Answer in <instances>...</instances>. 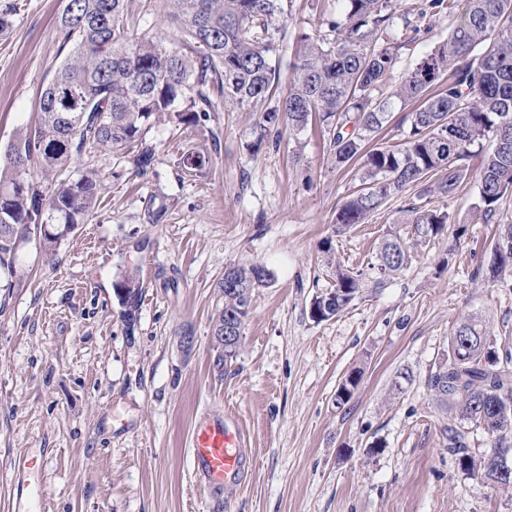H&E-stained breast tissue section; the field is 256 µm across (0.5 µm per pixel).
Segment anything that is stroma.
<instances>
[{
	"mask_svg": "<svg viewBox=\"0 0 512 512\" xmlns=\"http://www.w3.org/2000/svg\"><path fill=\"white\" fill-rule=\"evenodd\" d=\"M13 3L14 27L0 37V151L34 122L66 57L67 0ZM284 9L273 57L283 94L301 35H324L340 6ZM261 119L220 103L196 125L160 117L145 135L154 162L144 173L119 151L73 156V168L100 169L103 205L54 251L21 244L13 283L0 286V512L22 450L43 512H209L188 459L206 411L238 422L251 456L242 478L225 481L222 512H512V488L463 473L449 453L451 415L426 386L461 316H487L500 351L512 352V271L484 277L496 227L473 218L475 174L452 196H424L449 213L447 228L383 280L377 254L400 200L337 230L361 162L337 167L314 126L281 128L252 152ZM191 152L205 156L202 170L184 166ZM249 264L272 280L223 363L213 339L220 284ZM338 266L365 286L314 322L311 300L333 288ZM129 270L137 295L127 318L115 284ZM354 370L358 386L337 406ZM402 372L411 380L399 387Z\"/></svg>",
	"mask_w": 512,
	"mask_h": 512,
	"instance_id": "35a3bbf8",
	"label": "stroma"
}]
</instances>
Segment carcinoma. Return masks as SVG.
I'll list each match as a JSON object with an SVG mask.
<instances>
[{
  "label": "carcinoma",
  "mask_w": 512,
  "mask_h": 512,
  "mask_svg": "<svg viewBox=\"0 0 512 512\" xmlns=\"http://www.w3.org/2000/svg\"><path fill=\"white\" fill-rule=\"evenodd\" d=\"M166 2L176 31L170 40L130 32L135 0H68L60 27L71 50L40 94L37 122L5 149L21 164L0 163V275L14 277L15 251L32 235L51 251L101 205L96 169L77 172L48 196L37 172L64 171L76 154L126 149L144 173L154 159L143 146L152 118L172 112L194 123L217 100L226 108L263 113L258 148L280 123L300 133L314 122L327 135L336 165L363 159L364 187L337 209L340 228L364 223L428 178H435L437 192L452 196L467 175L465 161L479 158L476 221L498 225L488 279L512 271V223L501 222L499 209L512 192V0H430L418 17L424 21L448 10V38L406 70L385 98L374 92L391 77L399 50L414 39L392 44L389 0H338L341 15L328 24L333 38H305L288 93L274 108L273 26L284 0ZM408 101L420 106L400 147L366 149L393 107ZM399 213L398 222L411 226L417 243L442 234L449 221L448 212L413 199ZM410 258L408 243L392 232L379 252L384 272L397 274ZM270 280L271 272L257 264L224 272V309L214 324L224 358L235 356L253 294ZM363 287L360 275L336 268L334 288L315 296L311 318H333ZM230 326L237 329L233 340L223 336ZM358 380L354 371L339 386L337 406L350 400ZM427 389L457 421L448 426V451L462 471L489 482L499 461L512 466V358L500 359L485 320H459ZM474 427L494 437L490 452L470 453Z\"/></svg>",
  "instance_id": "1"
}]
</instances>
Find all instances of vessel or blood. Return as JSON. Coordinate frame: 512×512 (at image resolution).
<instances>
[{"mask_svg": "<svg viewBox=\"0 0 512 512\" xmlns=\"http://www.w3.org/2000/svg\"><path fill=\"white\" fill-rule=\"evenodd\" d=\"M189 460L199 482L220 493L225 478L237 476L245 467L244 435L222 417L202 418L191 434Z\"/></svg>", "mask_w": 512, "mask_h": 512, "instance_id": "1", "label": "vessel or blood"}]
</instances>
